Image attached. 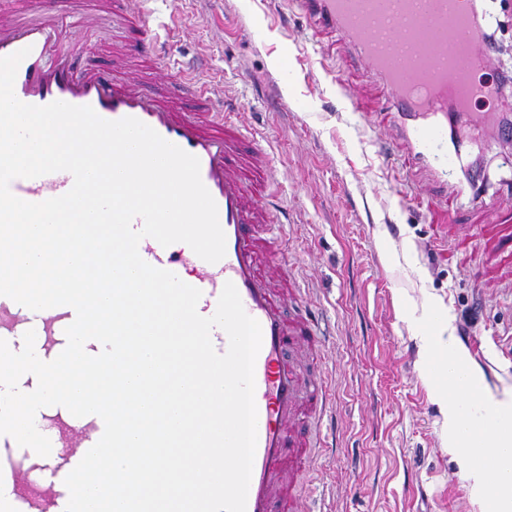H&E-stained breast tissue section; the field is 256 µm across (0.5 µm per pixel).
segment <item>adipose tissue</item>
<instances>
[{"label": "adipose tissue", "mask_w": 512, "mask_h": 512, "mask_svg": "<svg viewBox=\"0 0 512 512\" xmlns=\"http://www.w3.org/2000/svg\"><path fill=\"white\" fill-rule=\"evenodd\" d=\"M424 374L448 425V453L481 512H512V385L490 386L469 351L455 336L453 318L442 312L421 338ZM477 402L480 418H465L458 407Z\"/></svg>", "instance_id": "ef3b65f1"}]
</instances>
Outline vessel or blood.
I'll use <instances>...</instances> for the list:
<instances>
[{"label": "vessel or blood", "mask_w": 512, "mask_h": 512, "mask_svg": "<svg viewBox=\"0 0 512 512\" xmlns=\"http://www.w3.org/2000/svg\"><path fill=\"white\" fill-rule=\"evenodd\" d=\"M314 23L332 30L346 42L347 63L366 66L385 85L399 117V135L411 148L416 164L441 181L448 178V108L474 111L489 101L493 86L485 33L471 10L458 0H299ZM59 19L52 0H45L37 18L0 13V57L27 50L20 63L14 93L23 103L44 106L63 101L91 106L103 119L133 117L200 161V177L213 197L226 236L224 257L215 263L198 257L186 244L162 246L146 237L139 254L150 265L190 277L202 292L198 311L215 313L225 283H233L246 313L262 329L255 363L257 445L248 489L246 512H299L301 494L292 452L312 447L294 427L301 411L321 423L329 408L322 380L305 374L307 359L320 352L323 336L305 289L284 277L277 264L282 252L272 231L280 212L254 193L247 166L239 158L243 138L233 113L223 100L190 82L180 92L197 97L201 112H187L174 98L145 89L138 77L117 76L76 66L70 60L50 61ZM143 53L157 67L172 64L168 41L150 35ZM73 185L69 172L17 178L10 190L28 202L66 194ZM24 330L36 337L50 335V312L23 309ZM97 435H85L78 450L61 449L52 438V455L76 467ZM31 472L23 465L0 468V497L13 512H33V501L18 496Z\"/></svg>", "instance_id": "obj_1"}]
</instances>
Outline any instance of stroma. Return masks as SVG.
<instances>
[{
	"label": "stroma",
	"mask_w": 512,
	"mask_h": 512,
	"mask_svg": "<svg viewBox=\"0 0 512 512\" xmlns=\"http://www.w3.org/2000/svg\"><path fill=\"white\" fill-rule=\"evenodd\" d=\"M57 53L102 71L148 63L127 54L137 31L73 0H55ZM157 21L179 11L175 61L203 58L214 96L263 138L283 262L307 288L329 333L319 365L332 403V445L300 477L312 512H479L444 444L422 374L426 301L444 306L489 385L512 384V142L463 128L456 185L414 166L385 116L388 94L345 65L337 36L278 0H149ZM344 84H337L336 72ZM481 168V202L465 173Z\"/></svg>",
	"instance_id": "stroma-1"
}]
</instances>
